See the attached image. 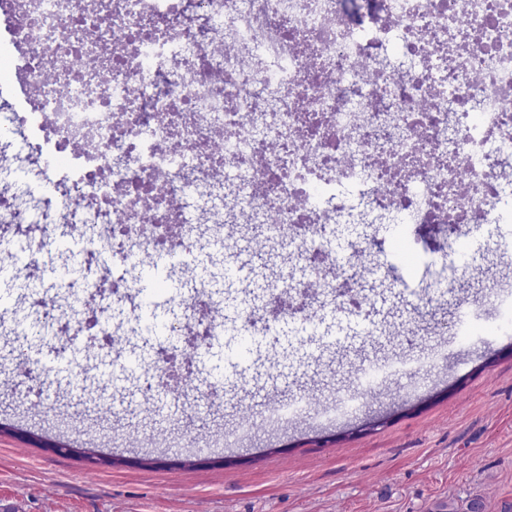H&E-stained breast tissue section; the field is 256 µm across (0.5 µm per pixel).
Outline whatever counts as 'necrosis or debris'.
<instances>
[{
    "instance_id": "1",
    "label": "necrosis or debris",
    "mask_w": 512,
    "mask_h": 512,
    "mask_svg": "<svg viewBox=\"0 0 512 512\" xmlns=\"http://www.w3.org/2000/svg\"><path fill=\"white\" fill-rule=\"evenodd\" d=\"M0 0V282L50 324L80 328L36 287L52 233L68 293L109 335L129 281L205 265L171 333L224 328L214 270L235 244L287 246L277 287L364 288L375 234L350 262L320 250L345 224L512 223V0ZM65 165L49 167V152ZM112 254L103 272L102 251Z\"/></svg>"
}]
</instances>
